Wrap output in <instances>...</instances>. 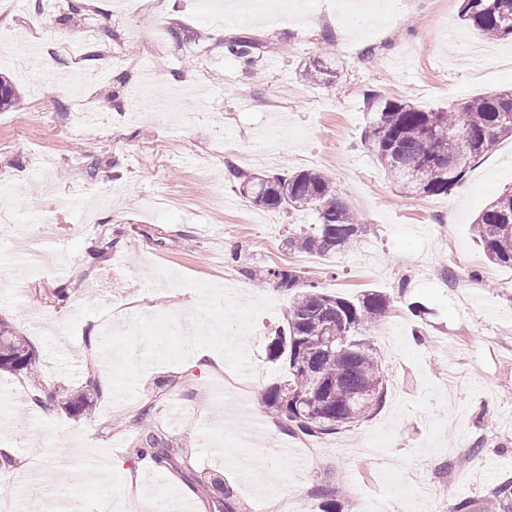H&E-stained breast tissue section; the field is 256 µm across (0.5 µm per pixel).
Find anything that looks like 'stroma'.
<instances>
[{
  "label": "stroma",
  "instance_id": "1",
  "mask_svg": "<svg viewBox=\"0 0 512 512\" xmlns=\"http://www.w3.org/2000/svg\"><path fill=\"white\" fill-rule=\"evenodd\" d=\"M59 23L46 0H0V75L18 92L0 110V191L13 211L0 220V321L36 347L40 382L0 371V415L25 421L12 453L0 452V489L39 460L43 475L69 473L67 497L95 512L98 482L84 457L109 455L183 512H261L290 497L292 512H481L512 480V269L491 263L473 222L512 189V139H501L445 196L403 193L361 145L366 97L377 93L425 109L512 88V39L490 40L460 20L461 0H301L302 13L259 11L215 27L200 0H73ZM103 46L133 56L124 83L108 73L83 84L95 123H74L58 93L36 110L47 81L49 42L71 46L59 77L96 68ZM164 58L156 37L169 28ZM332 32L340 74L314 85L302 74ZM256 34L269 53L255 70L226 55L220 39ZM176 107L155 109L166 95ZM246 172H330L365 220L358 242L324 256L289 252L292 232L315 211L270 210L224 179ZM111 192L98 205L96 194ZM41 205L49 237L25 234ZM306 271L322 291L387 295L391 308L368 338L382 358L386 395L356 427L309 438L289 431L260 400L282 378L266 346L288 314V292L255 280L271 265ZM70 288L66 304L55 289ZM233 329L206 330L221 365L202 369L178 329L186 314ZM164 337L166 351L153 342ZM93 412L72 414L69 398ZM164 438L168 460L136 455L143 422Z\"/></svg>",
  "mask_w": 512,
  "mask_h": 512
}]
</instances>
